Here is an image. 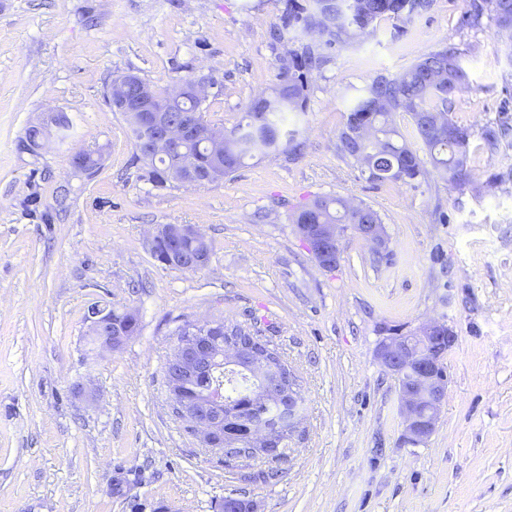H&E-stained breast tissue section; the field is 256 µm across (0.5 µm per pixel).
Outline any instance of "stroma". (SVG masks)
<instances>
[{"instance_id": "obj_1", "label": "stroma", "mask_w": 512, "mask_h": 512, "mask_svg": "<svg viewBox=\"0 0 512 512\" xmlns=\"http://www.w3.org/2000/svg\"><path fill=\"white\" fill-rule=\"evenodd\" d=\"M428 2L325 49L288 116L296 153L159 188L104 99L112 78H206L205 117L228 129L287 51L320 38L274 37L286 0H0V512H220L236 494L254 512H512V135L485 141L512 124V37L472 0ZM443 45L468 75L449 117L472 133L469 185L368 179L337 149L356 97ZM54 111L69 130L20 150ZM81 150L98 170L73 166ZM321 196L377 211L388 255L349 230L320 268L293 217ZM158 224L197 227L208 266L156 261ZM97 301L139 318L117 351L89 341ZM250 315L300 380L304 436L288 462L228 468L172 415L165 365L183 320ZM432 320L457 342L437 428L415 445L376 349Z\"/></svg>"}]
</instances>
